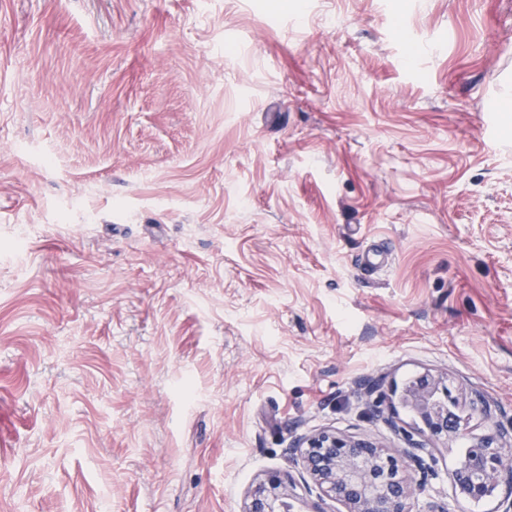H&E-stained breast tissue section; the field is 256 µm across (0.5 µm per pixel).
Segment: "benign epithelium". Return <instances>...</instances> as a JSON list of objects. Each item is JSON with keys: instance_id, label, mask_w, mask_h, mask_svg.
Listing matches in <instances>:
<instances>
[{"instance_id": "obj_1", "label": "benign epithelium", "mask_w": 512, "mask_h": 512, "mask_svg": "<svg viewBox=\"0 0 512 512\" xmlns=\"http://www.w3.org/2000/svg\"><path fill=\"white\" fill-rule=\"evenodd\" d=\"M438 394H448V386L429 374L417 376L403 391L404 402L421 417L427 440L432 442L458 432L448 422V407L437 404ZM294 449L319 496L340 503L344 512H411L408 470L421 466L422 444L386 448L372 438L323 430L301 438ZM454 483L474 496L492 494L504 483L512 488V450L499 446L492 435L477 440L464 480ZM292 496V484L271 474L249 491L243 512H281Z\"/></svg>"}]
</instances>
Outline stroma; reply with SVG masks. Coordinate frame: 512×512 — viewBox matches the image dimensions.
<instances>
[{
  "label": "stroma",
  "mask_w": 512,
  "mask_h": 512,
  "mask_svg": "<svg viewBox=\"0 0 512 512\" xmlns=\"http://www.w3.org/2000/svg\"><path fill=\"white\" fill-rule=\"evenodd\" d=\"M423 373L413 512H501L512 0H0V512H307L295 441L406 447ZM403 391L404 402L411 407L425 423L428 441L448 440V434H457L459 427L448 423V407L440 406L435 400L437 394L448 395L443 377L423 374L415 377ZM473 447L464 481L455 477L454 483L474 496H491L504 483L512 488L511 448L499 446L493 435L478 439ZM292 496V484L280 475L271 474L252 487L242 512H280Z\"/></svg>",
  "instance_id": "1"
}]
</instances>
